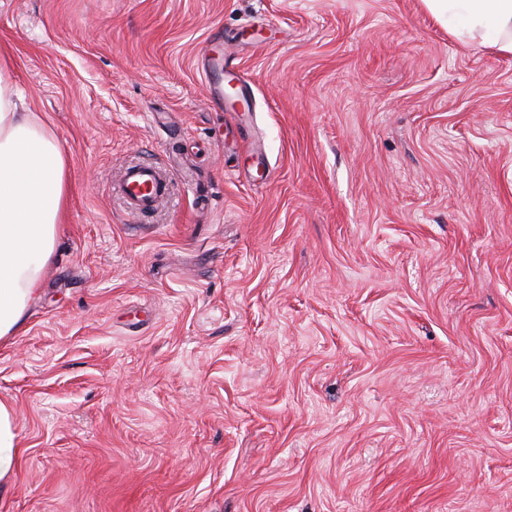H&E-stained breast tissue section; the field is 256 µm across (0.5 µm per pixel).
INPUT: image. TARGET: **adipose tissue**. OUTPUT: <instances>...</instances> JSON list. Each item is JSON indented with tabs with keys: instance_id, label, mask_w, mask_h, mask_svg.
Instances as JSON below:
<instances>
[{
	"instance_id": "adipose-tissue-1",
	"label": "adipose tissue",
	"mask_w": 512,
	"mask_h": 512,
	"mask_svg": "<svg viewBox=\"0 0 512 512\" xmlns=\"http://www.w3.org/2000/svg\"><path fill=\"white\" fill-rule=\"evenodd\" d=\"M465 40L512 53V0H424ZM22 91L0 59V342L19 334L42 274L53 260L65 207L66 158L53 129L20 111ZM20 442L10 406L0 401V484L18 468Z\"/></svg>"
}]
</instances>
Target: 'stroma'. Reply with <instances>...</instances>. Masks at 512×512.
I'll return each mask as SVG.
<instances>
[{"label": "stroma", "instance_id": "35a3bbf8", "mask_svg": "<svg viewBox=\"0 0 512 512\" xmlns=\"http://www.w3.org/2000/svg\"><path fill=\"white\" fill-rule=\"evenodd\" d=\"M0 55L68 187L0 512H512V54L423 0H0ZM219 48L220 57H216ZM229 60L221 51V37L215 34L209 38L204 53L197 61L198 68L210 84L211 102L217 107L224 105V63ZM161 182L162 169L155 164H136L124 169L118 183V192L130 215L137 216L156 208L164 194V191L159 192Z\"/></svg>", "mask_w": 512, "mask_h": 512}]
</instances>
